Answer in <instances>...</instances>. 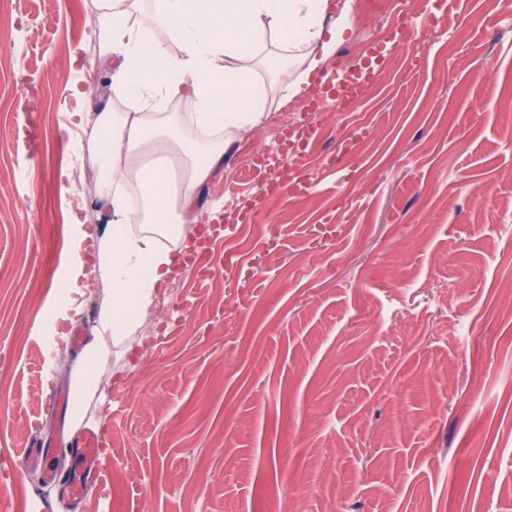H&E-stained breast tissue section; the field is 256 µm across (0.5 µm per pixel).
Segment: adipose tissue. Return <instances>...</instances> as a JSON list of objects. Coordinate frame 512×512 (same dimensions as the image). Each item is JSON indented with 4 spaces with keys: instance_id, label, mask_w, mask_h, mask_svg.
<instances>
[{
    "instance_id": "obj_1",
    "label": "adipose tissue",
    "mask_w": 512,
    "mask_h": 512,
    "mask_svg": "<svg viewBox=\"0 0 512 512\" xmlns=\"http://www.w3.org/2000/svg\"><path fill=\"white\" fill-rule=\"evenodd\" d=\"M99 57L111 63L112 86L124 112L86 120V149L98 170L101 202L110 214L97 234L93 262L103 283L94 336L75 359L70 434L101 426L103 376L113 356L133 350L158 290L179 265L182 244L200 221L201 186L223 165L234 137L257 130L267 94L256 60L273 40L292 69L282 98L308 94L351 27L330 0H151L137 13L131 0H98ZM188 98L190 116L165 111ZM209 131L204 142L183 139V120Z\"/></svg>"
}]
</instances>
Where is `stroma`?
I'll return each instance as SVG.
<instances>
[{
    "mask_svg": "<svg viewBox=\"0 0 512 512\" xmlns=\"http://www.w3.org/2000/svg\"><path fill=\"white\" fill-rule=\"evenodd\" d=\"M7 2L0 49L36 89L39 149L0 82V454L34 435L54 447L14 463L9 492L36 480L53 512H512V0L491 27L489 0H353L324 73L375 56L376 76L319 112L282 100L290 69L264 46L268 117L198 194L208 271L174 273L141 330L166 332L107 384L105 489L76 505L55 398L103 285L65 270L91 246L77 230L108 213L75 147L83 114L123 105L90 62L93 0ZM304 112L319 131L293 163L306 188L240 223ZM51 304L68 342L49 369Z\"/></svg>",
    "mask_w": 512,
    "mask_h": 512,
    "instance_id": "1",
    "label": "stroma"
}]
</instances>
